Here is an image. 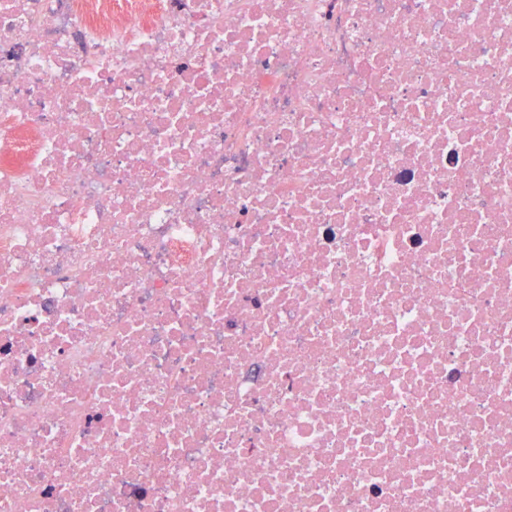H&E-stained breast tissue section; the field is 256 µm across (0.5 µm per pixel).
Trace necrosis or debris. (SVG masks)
<instances>
[{"instance_id": "1", "label": "necrosis or debris", "mask_w": 512, "mask_h": 512, "mask_svg": "<svg viewBox=\"0 0 512 512\" xmlns=\"http://www.w3.org/2000/svg\"><path fill=\"white\" fill-rule=\"evenodd\" d=\"M0 512H512V0H0Z\"/></svg>"}]
</instances>
